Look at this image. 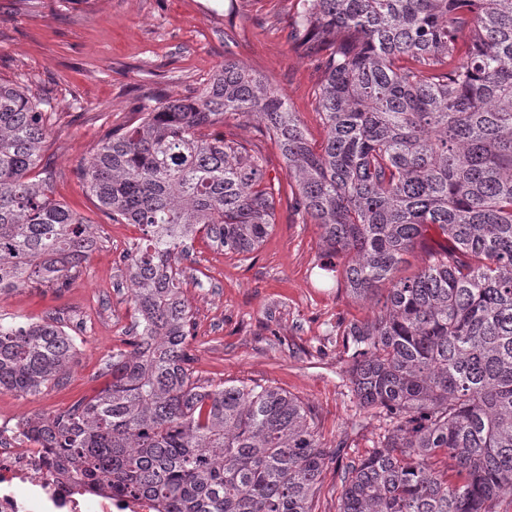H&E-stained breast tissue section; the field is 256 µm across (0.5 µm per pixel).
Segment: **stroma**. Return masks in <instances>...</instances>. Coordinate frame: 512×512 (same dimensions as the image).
Segmentation results:
<instances>
[{
    "mask_svg": "<svg viewBox=\"0 0 512 512\" xmlns=\"http://www.w3.org/2000/svg\"><path fill=\"white\" fill-rule=\"evenodd\" d=\"M297 0H0V81L49 101L42 161L55 197L95 225L103 238L63 288L27 287L0 295V315L32 323L56 316L78 350L60 386L35 397L0 393V411L24 404L32 416L88 398L109 378L103 359L123 347L135 314L120 256L140 230L99 207L80 171L115 128L135 123L146 99L190 97L225 61L268 80L297 112L312 144L324 129L315 112L316 54L292 36ZM227 139L262 159L265 180L280 185L275 224L246 255L196 238L180 268L192 335L186 347L195 378L212 384L257 382L310 407L332 457L315 512H336L349 460L367 455L386 425L358 410L343 331L371 316L374 299L351 298L343 282L319 275L327 256L316 224L293 207L281 153L261 123L230 119Z\"/></svg>",
    "mask_w": 512,
    "mask_h": 512,
    "instance_id": "1",
    "label": "stroma"
}]
</instances>
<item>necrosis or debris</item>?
I'll return each instance as SVG.
<instances>
[{"mask_svg":"<svg viewBox=\"0 0 512 512\" xmlns=\"http://www.w3.org/2000/svg\"><path fill=\"white\" fill-rule=\"evenodd\" d=\"M23 422L0 425V512H155L153 501L104 491L90 495L49 468L46 449L29 442Z\"/></svg>","mask_w":512,"mask_h":512,"instance_id":"1","label":"necrosis or debris"}]
</instances>
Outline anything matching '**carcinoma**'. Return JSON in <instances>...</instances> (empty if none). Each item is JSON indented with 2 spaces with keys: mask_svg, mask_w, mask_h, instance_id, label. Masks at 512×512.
<instances>
[{
  "mask_svg": "<svg viewBox=\"0 0 512 512\" xmlns=\"http://www.w3.org/2000/svg\"><path fill=\"white\" fill-rule=\"evenodd\" d=\"M294 24L320 57V147L279 91L227 61L197 96L141 106L90 156L99 206L141 231L120 258L138 331L107 355L105 390L30 433L86 491L146 495L157 512H314L329 455L310 409L186 367L181 257L199 233L251 253L275 220L262 161L203 130L257 118L296 210L345 259L350 296L388 285L343 331L356 406L388 430L344 469L337 512H493L512 490V0H298ZM41 105L0 81V295L67 283L100 242L54 199L52 170L33 175ZM432 227L450 246L396 276ZM74 353L53 318H0V391L40 394Z\"/></svg>",
  "mask_w": 512,
  "mask_h": 512,
  "instance_id": "cac0c4a2",
  "label": "carcinoma"
}]
</instances>
